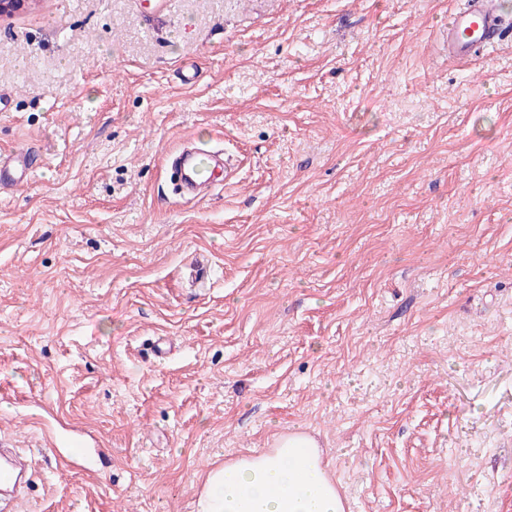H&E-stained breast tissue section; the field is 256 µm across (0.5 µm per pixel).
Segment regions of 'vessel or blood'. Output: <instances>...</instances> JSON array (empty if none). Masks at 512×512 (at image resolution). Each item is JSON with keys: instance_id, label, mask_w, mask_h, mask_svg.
Returning <instances> with one entry per match:
<instances>
[{"instance_id": "b4317fda", "label": "vessel or blood", "mask_w": 512, "mask_h": 512, "mask_svg": "<svg viewBox=\"0 0 512 512\" xmlns=\"http://www.w3.org/2000/svg\"><path fill=\"white\" fill-rule=\"evenodd\" d=\"M512 20L502 11L500 0H466L452 14L443 34L444 48L449 56L467 60L476 53L500 44ZM179 182L184 199L196 200L206 195L219 182L224 168L222 158L197 148L181 147L167 159ZM36 162L31 149L15 150L0 155V187H20L28 184ZM29 455L17 450L10 458L0 461V487L20 488L28 472Z\"/></svg>"}]
</instances>
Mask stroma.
I'll use <instances>...</instances> for the list:
<instances>
[{"instance_id":"stroma-1","label":"stroma","mask_w":512,"mask_h":512,"mask_svg":"<svg viewBox=\"0 0 512 512\" xmlns=\"http://www.w3.org/2000/svg\"><path fill=\"white\" fill-rule=\"evenodd\" d=\"M165 2L0 21V154L41 157L0 193L15 512H196L296 431L348 512H512V39L449 60L458 0ZM188 137L233 163L193 202ZM29 454L17 448V452L10 458L4 459L0 463V486L2 491L10 489L12 491L21 487L25 475L28 473Z\"/></svg>"}]
</instances>
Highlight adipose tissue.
<instances>
[{
	"instance_id": "obj_1",
	"label": "adipose tissue",
	"mask_w": 512,
	"mask_h": 512,
	"mask_svg": "<svg viewBox=\"0 0 512 512\" xmlns=\"http://www.w3.org/2000/svg\"><path fill=\"white\" fill-rule=\"evenodd\" d=\"M198 512H346L317 442L303 432L210 469Z\"/></svg>"
}]
</instances>
